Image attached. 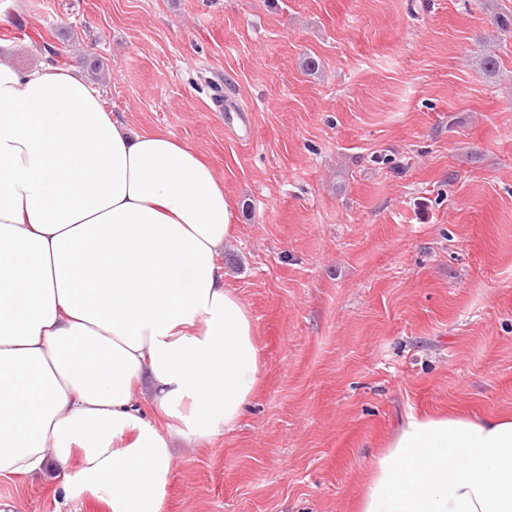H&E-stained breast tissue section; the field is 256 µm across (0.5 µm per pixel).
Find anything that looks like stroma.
<instances>
[{"label": "stroma", "mask_w": 512, "mask_h": 512, "mask_svg": "<svg viewBox=\"0 0 512 512\" xmlns=\"http://www.w3.org/2000/svg\"><path fill=\"white\" fill-rule=\"evenodd\" d=\"M497 5L0 0L18 67L40 37L66 63L102 59L106 108L190 145L232 206L220 262L260 381L232 430L176 438L163 512H357L408 413H512V29L494 19L512 0ZM0 512L103 509L39 473L0 476Z\"/></svg>", "instance_id": "stroma-1"}]
</instances>
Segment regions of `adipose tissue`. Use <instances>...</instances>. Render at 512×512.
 <instances>
[{"mask_svg":"<svg viewBox=\"0 0 512 512\" xmlns=\"http://www.w3.org/2000/svg\"><path fill=\"white\" fill-rule=\"evenodd\" d=\"M232 231L191 147L128 131L79 66L22 69L0 44V476L50 463L64 498L162 512L174 435L232 428L260 378L218 262ZM359 512H512V415L409 414Z\"/></svg>","mask_w":512,"mask_h":512,"instance_id":"ef3b65f1","label":"adipose tissue"}]
</instances>
